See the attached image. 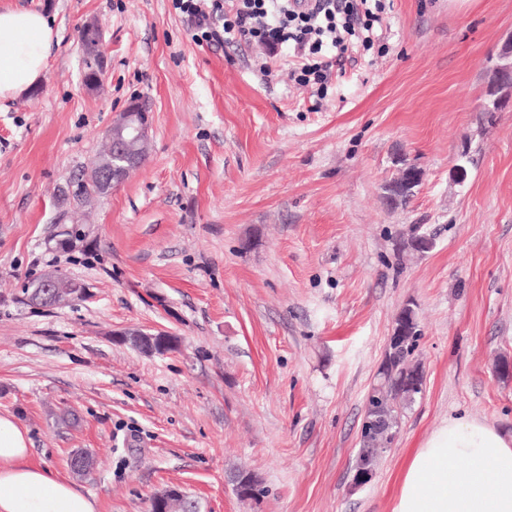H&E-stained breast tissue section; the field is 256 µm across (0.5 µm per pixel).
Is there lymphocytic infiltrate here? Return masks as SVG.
<instances>
[{"label": "lymphocytic infiltrate", "instance_id": "obj_1", "mask_svg": "<svg viewBox=\"0 0 512 512\" xmlns=\"http://www.w3.org/2000/svg\"><path fill=\"white\" fill-rule=\"evenodd\" d=\"M198 42L253 40L289 47L288 74L302 86L326 87L339 55L374 44L384 0H171Z\"/></svg>", "mask_w": 512, "mask_h": 512}]
</instances>
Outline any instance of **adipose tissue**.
<instances>
[{"mask_svg":"<svg viewBox=\"0 0 512 512\" xmlns=\"http://www.w3.org/2000/svg\"><path fill=\"white\" fill-rule=\"evenodd\" d=\"M53 41L43 13L0 10V99L41 81ZM28 456L25 431L0 415V512H97L92 497ZM393 512H512V435L468 416L450 419L413 453Z\"/></svg>","mask_w":512,"mask_h":512,"instance_id":"adipose-tissue-1","label":"adipose tissue"}]
</instances>
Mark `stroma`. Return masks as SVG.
Instances as JSON below:
<instances>
[{
  "label": "stroma",
  "mask_w": 512,
  "mask_h": 512,
  "mask_svg": "<svg viewBox=\"0 0 512 512\" xmlns=\"http://www.w3.org/2000/svg\"><path fill=\"white\" fill-rule=\"evenodd\" d=\"M4 8L48 12L56 31L41 83L0 100V414L27 431L32 464L98 512H149L169 487L201 512H392L413 452L449 418L512 434V377L497 373L512 361V109L481 111L512 0H392L384 52L348 53L322 98L259 43L195 42L170 0ZM93 19L107 77L91 92ZM132 99L150 112L146 165L85 198ZM405 164L422 180L393 208L383 186ZM61 224L79 232L66 249ZM417 226L434 239L424 254L406 247ZM53 269L85 297L28 303ZM407 305L425 391L355 489L366 398ZM130 329L181 345L148 356L117 340ZM76 448L94 456L87 476ZM240 468L260 502L237 497Z\"/></svg>",
  "instance_id": "stroma-1"
}]
</instances>
